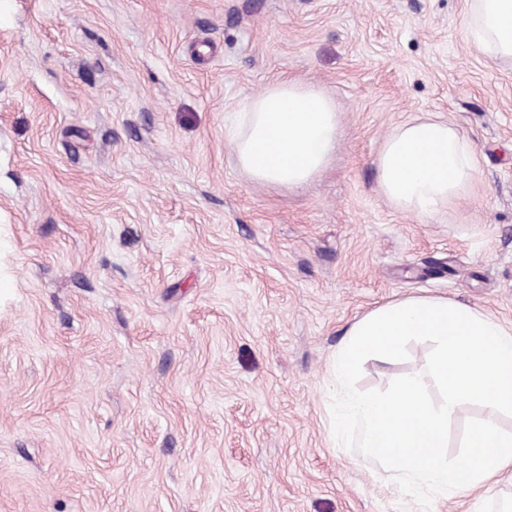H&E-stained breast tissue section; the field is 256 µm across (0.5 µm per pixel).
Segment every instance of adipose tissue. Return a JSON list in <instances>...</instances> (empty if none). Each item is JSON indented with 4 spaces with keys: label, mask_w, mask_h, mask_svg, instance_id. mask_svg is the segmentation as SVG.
Wrapping results in <instances>:
<instances>
[{
    "label": "adipose tissue",
    "mask_w": 512,
    "mask_h": 512,
    "mask_svg": "<svg viewBox=\"0 0 512 512\" xmlns=\"http://www.w3.org/2000/svg\"><path fill=\"white\" fill-rule=\"evenodd\" d=\"M464 34L496 60L512 61V0H470ZM340 114L315 86L282 80L249 99L232 144L255 182L303 188L334 154ZM383 196L426 217L453 204L475 176L468 139L452 124L414 119L396 127L376 159Z\"/></svg>",
    "instance_id": "obj_1"
}]
</instances>
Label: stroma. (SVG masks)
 I'll return each instance as SVG.
<instances>
[{
    "label": "stroma",
    "mask_w": 512,
    "mask_h": 512,
    "mask_svg": "<svg viewBox=\"0 0 512 512\" xmlns=\"http://www.w3.org/2000/svg\"><path fill=\"white\" fill-rule=\"evenodd\" d=\"M468 0H0V512L422 507L333 435L349 328L442 297L512 329V61ZM341 113L300 190L253 181L235 116L276 80ZM455 124L476 179L418 219L378 187L399 124ZM432 348L365 360L359 389Z\"/></svg>",
    "instance_id": "stroma-1"
}]
</instances>
